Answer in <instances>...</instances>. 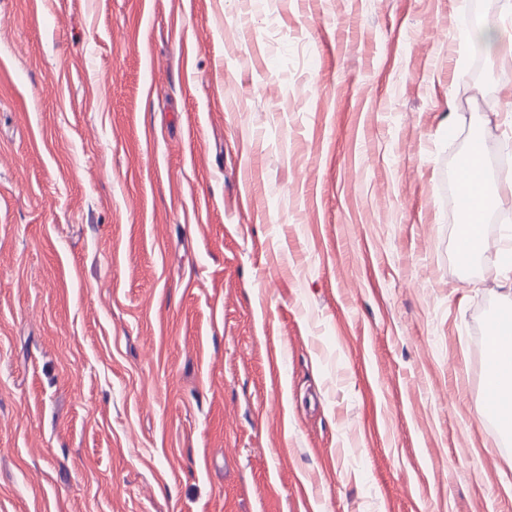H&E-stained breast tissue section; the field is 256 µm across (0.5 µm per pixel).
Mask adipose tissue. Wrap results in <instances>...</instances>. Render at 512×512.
Masks as SVG:
<instances>
[{
  "label": "adipose tissue",
  "instance_id": "obj_1",
  "mask_svg": "<svg viewBox=\"0 0 512 512\" xmlns=\"http://www.w3.org/2000/svg\"><path fill=\"white\" fill-rule=\"evenodd\" d=\"M482 150L480 144H472L465 154L463 172L467 196L471 199L470 208L461 210L457 224V244L470 248L480 242L482 224L489 208L487 179L480 164ZM486 349L490 363L485 374L487 395L500 398L497 415L512 423V330L497 325L487 331Z\"/></svg>",
  "mask_w": 512,
  "mask_h": 512
}]
</instances>
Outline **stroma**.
Returning a JSON list of instances; mask_svg holds the SVG:
<instances>
[{
	"instance_id": "35a3bbf8",
	"label": "stroma",
	"mask_w": 512,
	"mask_h": 512,
	"mask_svg": "<svg viewBox=\"0 0 512 512\" xmlns=\"http://www.w3.org/2000/svg\"><path fill=\"white\" fill-rule=\"evenodd\" d=\"M0 0V512H512L484 319L505 0ZM484 62L483 80L470 69ZM503 45V30L500 26L482 23L458 37L456 51L461 59L476 46L494 48ZM482 156L481 146L478 142L471 145L470 149L458 159V168L463 163L464 183L466 195L471 199L473 205L468 209L459 210L457 224V244L460 249L472 248L481 242L482 224L489 208V197L487 193V179L485 169L480 164Z\"/></svg>"
}]
</instances>
